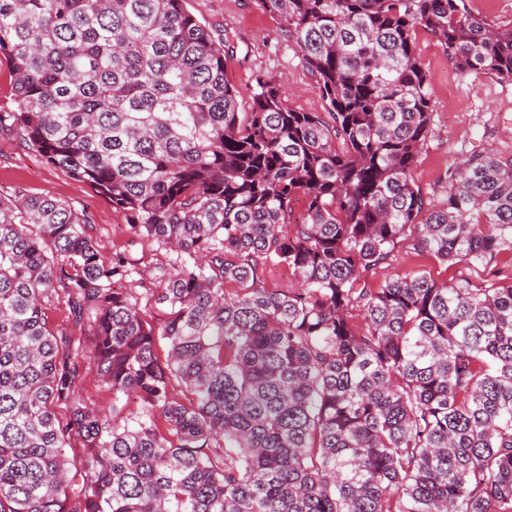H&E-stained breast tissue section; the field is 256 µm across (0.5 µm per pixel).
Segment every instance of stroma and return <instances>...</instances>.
Here are the masks:
<instances>
[{
	"mask_svg": "<svg viewBox=\"0 0 512 512\" xmlns=\"http://www.w3.org/2000/svg\"><path fill=\"white\" fill-rule=\"evenodd\" d=\"M185 6L216 38L234 44L236 52L226 59L224 76L240 93L241 111H248L257 79L275 76L282 81L289 107L327 116V105L304 60L281 32L280 18L262 9L258 0H185ZM417 49L428 75L434 134L418 158L413 178L431 203L439 205L445 200L441 179L448 166L474 153L512 155V81L459 75L426 33H419ZM17 189L63 201L75 211L87 213L86 232L103 260H111L116 250L125 249L143 268L166 261L164 250L134 239L124 213L114 209L107 198L27 150L17 133L0 131V193L9 195ZM421 270L439 282L465 279L479 288L494 276L512 281V264L507 259H499L491 271L463 262L447 265L417 252L411 241L404 240L368 285L376 288Z\"/></svg>",
	"mask_w": 512,
	"mask_h": 512,
	"instance_id": "obj_1",
	"label": "stroma"
}]
</instances>
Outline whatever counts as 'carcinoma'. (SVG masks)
Wrapping results in <instances>:
<instances>
[{
    "label": "carcinoma",
    "instance_id": "cac0c4a2",
    "mask_svg": "<svg viewBox=\"0 0 512 512\" xmlns=\"http://www.w3.org/2000/svg\"><path fill=\"white\" fill-rule=\"evenodd\" d=\"M468 2L261 0L326 121L264 78L240 118L234 47L184 0H0V130L169 251L156 326L117 287L138 260L103 261L85 214L0 194V512H512V283L367 286L403 237L441 263L512 256V157L448 168L436 209L412 176L433 132L418 32L512 81V26ZM278 265L298 286L266 287ZM62 296L112 410L138 412L77 392L45 316Z\"/></svg>",
    "mask_w": 512,
    "mask_h": 512
}]
</instances>
